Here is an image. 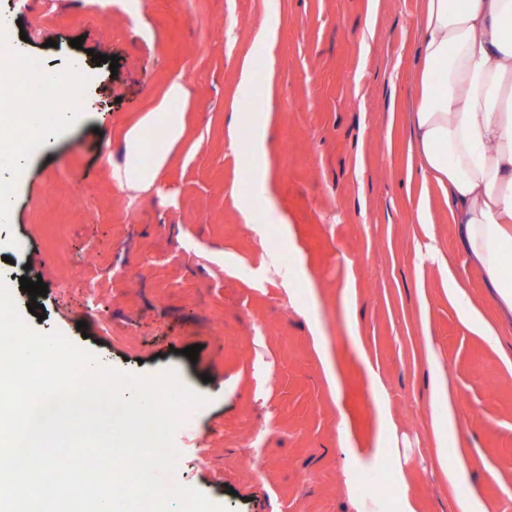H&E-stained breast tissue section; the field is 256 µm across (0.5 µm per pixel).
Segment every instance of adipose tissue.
I'll list each match as a JSON object with an SVG mask.
<instances>
[{
    "label": "adipose tissue",
    "mask_w": 512,
    "mask_h": 512,
    "mask_svg": "<svg viewBox=\"0 0 512 512\" xmlns=\"http://www.w3.org/2000/svg\"><path fill=\"white\" fill-rule=\"evenodd\" d=\"M417 53L419 95L412 114L410 154L417 172L444 188L448 211L461 231L465 251L512 311V0H425ZM188 93L172 79L159 103L124 134L120 188H156L170 153L186 131ZM270 117L243 112L232 129L248 126L253 180L264 179V141ZM163 136L146 149L144 133ZM434 405L442 422L435 432L446 447L456 432V407L447 375L432 372Z\"/></svg>",
    "instance_id": "ef3b65f1"
}]
</instances>
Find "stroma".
I'll use <instances>...</instances> for the list:
<instances>
[{"label":"stroma","mask_w":512,"mask_h":512,"mask_svg":"<svg viewBox=\"0 0 512 512\" xmlns=\"http://www.w3.org/2000/svg\"><path fill=\"white\" fill-rule=\"evenodd\" d=\"M423 7L0 0L42 71L61 85L73 64L89 73L77 120L28 155L0 223V275L13 280L15 256L47 285L38 317L14 292L33 329L122 371L174 368L205 395L175 434L176 481L228 512H458L475 494L512 512V314L497 313L443 190L408 173ZM266 22L275 40L260 50ZM245 61L272 115L269 176L248 199L251 153L228 133L250 99ZM175 77L185 137L158 189L120 190L123 134ZM452 272L501 315L496 344L459 317ZM434 363L458 410L444 449ZM462 458L468 474L449 484ZM366 477L385 494H364Z\"/></svg>","instance_id":"obj_1"}]
</instances>
